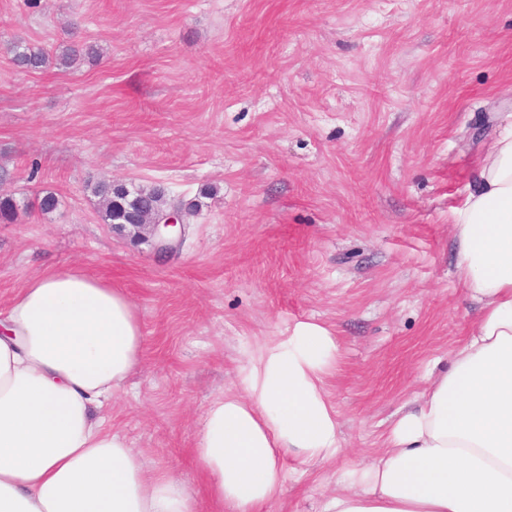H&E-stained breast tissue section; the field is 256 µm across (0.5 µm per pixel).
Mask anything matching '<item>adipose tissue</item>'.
<instances>
[{
	"label": "adipose tissue",
	"mask_w": 512,
	"mask_h": 512,
	"mask_svg": "<svg viewBox=\"0 0 512 512\" xmlns=\"http://www.w3.org/2000/svg\"><path fill=\"white\" fill-rule=\"evenodd\" d=\"M457 274L480 312L372 461L336 473L320 512H512V130L486 153L453 224ZM128 296L78 269L29 280L0 317V512H196L182 480L150 472L103 408L143 361ZM334 332L299 321L247 356L206 408L195 455L228 512H262L286 474L343 452L325 380Z\"/></svg>",
	"instance_id": "ef3b65f1"
}]
</instances>
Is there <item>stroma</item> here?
<instances>
[{"label":"stroma","instance_id":"1","mask_svg":"<svg viewBox=\"0 0 512 512\" xmlns=\"http://www.w3.org/2000/svg\"><path fill=\"white\" fill-rule=\"evenodd\" d=\"M17 39L100 56L23 71ZM511 125L512 0H0V190L20 205L0 221V312L74 267L129 296L145 357L112 426L197 512L214 508L194 454L206 407L245 353L327 325L344 456L300 475L282 454L264 509L318 512L477 317L452 213ZM100 178L199 203L174 252L113 232Z\"/></svg>","mask_w":512,"mask_h":512}]
</instances>
